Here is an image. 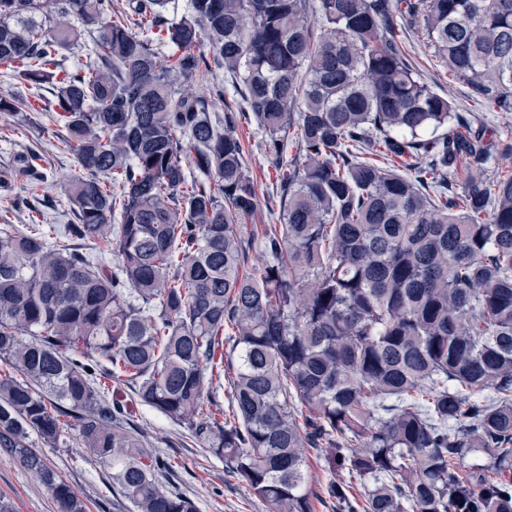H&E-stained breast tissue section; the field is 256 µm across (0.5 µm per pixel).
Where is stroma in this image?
Instances as JSON below:
<instances>
[{
	"mask_svg": "<svg viewBox=\"0 0 512 512\" xmlns=\"http://www.w3.org/2000/svg\"><path fill=\"white\" fill-rule=\"evenodd\" d=\"M401 40L422 80L449 97L468 121L512 136V112H488L472 101L468 86L449 76L442 61L424 44L419 28L403 30ZM50 97V87H43L32 101L33 112L24 118L0 113V174L10 173L13 157L20 152L38 154L43 172L39 181L12 175L8 185L0 187V227L8 224L22 230L29 224H47L51 227L52 240L56 241L65 225L76 221L64 196V185L75 174L76 166L70 152L64 151L57 138L59 124L38 113ZM239 133L246 168L258 198V208L247 224L260 228L276 221V177L261 149L262 131L257 124H242ZM18 197L30 199L31 208H12V201ZM110 393L126 405L146 447L167 460V467L157 474L163 487L193 501L197 512H265L264 504L229 473L223 458L203 448L185 426L141 404L129 386H111ZM28 442L83 499L87 512H132L131 504L112 483L111 465L88 455L78 446L74 434H67L54 448L34 434ZM0 502L7 504L10 512H56L48 489L3 453H0Z\"/></svg>",
	"mask_w": 512,
	"mask_h": 512,
	"instance_id": "35a3bbf8",
	"label": "stroma"
}]
</instances>
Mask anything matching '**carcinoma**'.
<instances>
[{
	"label": "carcinoma",
	"instance_id": "carcinoma-1",
	"mask_svg": "<svg viewBox=\"0 0 512 512\" xmlns=\"http://www.w3.org/2000/svg\"><path fill=\"white\" fill-rule=\"evenodd\" d=\"M172 3L0 0V63L52 85L80 171L66 234L117 259L0 231V452L57 512H86L28 443L67 425L134 512H195L159 485L165 461L100 370L223 457L267 512H313L307 448L345 472L323 488L336 512H512V174L494 167L512 140L468 126L397 40L417 25L477 103L512 112V0H188L180 18ZM75 46L87 61L61 68ZM217 66L240 77L243 110L218 115L184 87ZM251 117L280 187L260 234L238 135ZM38 160L15 170L35 177ZM476 452L487 462L456 477Z\"/></svg>",
	"mask_w": 512,
	"mask_h": 512
}]
</instances>
